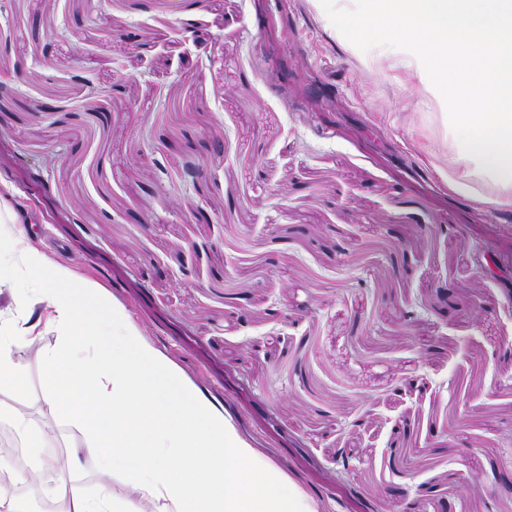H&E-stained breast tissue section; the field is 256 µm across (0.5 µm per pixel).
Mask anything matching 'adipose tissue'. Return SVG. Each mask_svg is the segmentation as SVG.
Returning a JSON list of instances; mask_svg holds the SVG:
<instances>
[{
	"instance_id": "adipose-tissue-1",
	"label": "adipose tissue",
	"mask_w": 512,
	"mask_h": 512,
	"mask_svg": "<svg viewBox=\"0 0 512 512\" xmlns=\"http://www.w3.org/2000/svg\"><path fill=\"white\" fill-rule=\"evenodd\" d=\"M355 32L373 27L426 86L451 88L462 123L448 140L449 187L491 189L512 206V0H371ZM0 211V288H29L0 318V391L19 388L16 353L35 348L42 407L84 430L100 469L92 495L68 491L77 454L52 457L56 512H319L317 503L241 436L142 334L126 308L69 266L50 261ZM56 334L48 349L35 343ZM121 476L132 496L115 498Z\"/></svg>"
}]
</instances>
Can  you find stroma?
Returning <instances> with one entry per match:
<instances>
[{
    "mask_svg": "<svg viewBox=\"0 0 512 512\" xmlns=\"http://www.w3.org/2000/svg\"><path fill=\"white\" fill-rule=\"evenodd\" d=\"M352 20L0 0V185L321 512H512V208L441 179L452 105Z\"/></svg>",
    "mask_w": 512,
    "mask_h": 512,
    "instance_id": "35a3bbf8",
    "label": "stroma"
}]
</instances>
